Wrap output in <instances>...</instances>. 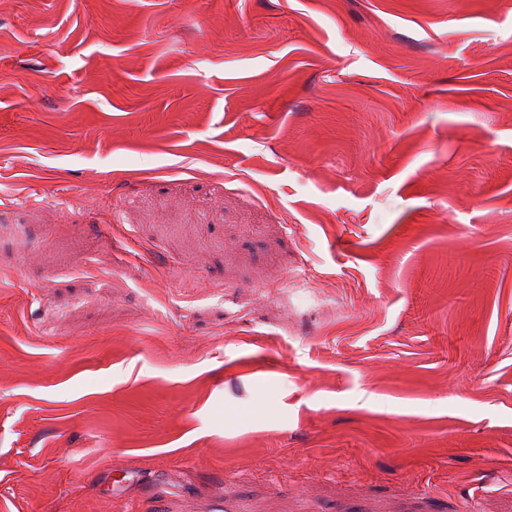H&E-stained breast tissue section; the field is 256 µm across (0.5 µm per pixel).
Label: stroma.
<instances>
[{
    "label": "stroma",
    "mask_w": 512,
    "mask_h": 512,
    "mask_svg": "<svg viewBox=\"0 0 512 512\" xmlns=\"http://www.w3.org/2000/svg\"><path fill=\"white\" fill-rule=\"evenodd\" d=\"M0 512H512V0H0Z\"/></svg>",
    "instance_id": "stroma-1"
}]
</instances>
